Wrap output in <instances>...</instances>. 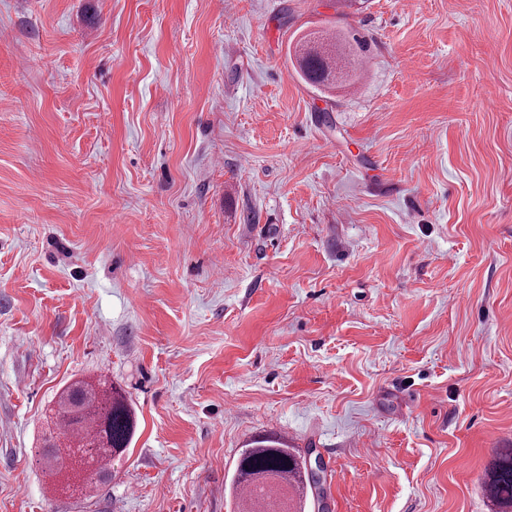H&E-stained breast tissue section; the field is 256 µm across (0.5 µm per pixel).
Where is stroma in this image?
<instances>
[{
	"label": "stroma",
	"mask_w": 512,
	"mask_h": 512,
	"mask_svg": "<svg viewBox=\"0 0 512 512\" xmlns=\"http://www.w3.org/2000/svg\"><path fill=\"white\" fill-rule=\"evenodd\" d=\"M357 48L313 92L288 55ZM105 373L91 501L37 455ZM329 512H489L512 448V0H0V512H237L241 448ZM288 54L300 79L321 94L349 82L354 76L347 72L343 57L336 52L335 41L324 31L303 33L293 39ZM50 411L53 427L43 448L52 489L60 492L72 473L78 481L71 485L66 478L63 489L93 497L112 477V460L126 452L136 432L125 391L106 375L78 379L56 393ZM484 493L491 512H512V448L496 452L485 469Z\"/></svg>",
	"instance_id": "stroma-1"
}]
</instances>
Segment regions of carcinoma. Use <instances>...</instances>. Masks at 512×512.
<instances>
[{
    "label": "carcinoma",
    "mask_w": 512,
    "mask_h": 512,
    "mask_svg": "<svg viewBox=\"0 0 512 512\" xmlns=\"http://www.w3.org/2000/svg\"><path fill=\"white\" fill-rule=\"evenodd\" d=\"M288 54L300 79L325 94L352 78L336 43L320 31L301 34ZM53 427L44 436V457L52 489L93 496L112 477V460L129 448L137 419L125 391L106 375L73 381L56 393ZM242 491L239 512H306L308 488L320 483L304 457L274 435L256 439L240 450L232 478ZM484 493L491 512H512V448L497 452L485 469Z\"/></svg>",
    "instance_id": "1"
}]
</instances>
